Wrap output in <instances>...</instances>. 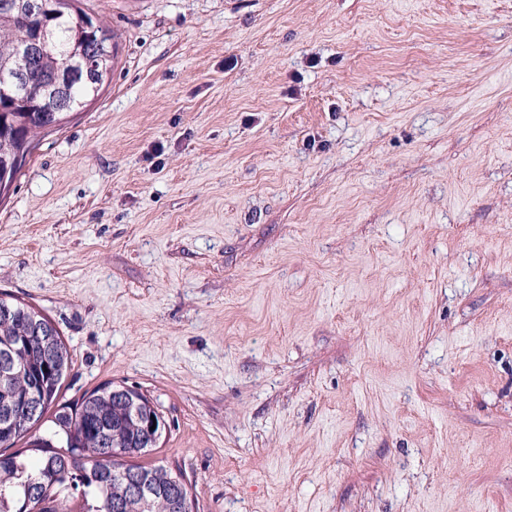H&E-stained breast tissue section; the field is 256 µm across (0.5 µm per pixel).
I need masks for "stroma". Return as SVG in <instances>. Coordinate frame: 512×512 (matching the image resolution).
Returning a JSON list of instances; mask_svg holds the SVG:
<instances>
[{
    "label": "stroma",
    "mask_w": 512,
    "mask_h": 512,
    "mask_svg": "<svg viewBox=\"0 0 512 512\" xmlns=\"http://www.w3.org/2000/svg\"><path fill=\"white\" fill-rule=\"evenodd\" d=\"M98 96L0 292L139 389L197 512H512V0H77Z\"/></svg>",
    "instance_id": "1"
}]
</instances>
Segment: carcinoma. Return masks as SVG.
<instances>
[{"label":"carcinoma","instance_id":"carcinoma-1","mask_svg":"<svg viewBox=\"0 0 512 512\" xmlns=\"http://www.w3.org/2000/svg\"><path fill=\"white\" fill-rule=\"evenodd\" d=\"M0 14V65L27 68L21 47L49 31L43 65L30 69L22 89L0 80V175L13 184L33 140L67 118L55 111L50 73L70 89L72 110L95 96L112 73L115 33L88 14L76 18L70 0L62 15L36 14L29 0H13ZM0 512H194L182 472L152 463H122L147 456L149 437L135 426L129 403L98 386L72 402L62 400L72 355L55 324L41 311L0 293ZM153 494L142 496L141 487Z\"/></svg>","mask_w":512,"mask_h":512}]
</instances>
